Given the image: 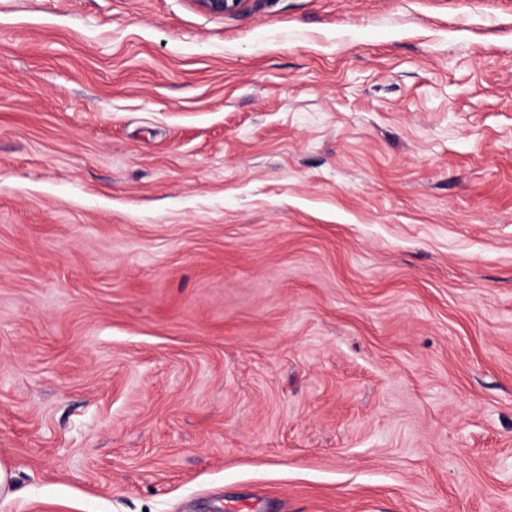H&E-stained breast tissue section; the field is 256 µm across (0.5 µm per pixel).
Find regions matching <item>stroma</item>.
I'll return each instance as SVG.
<instances>
[{
  "instance_id": "stroma-1",
  "label": "stroma",
  "mask_w": 512,
  "mask_h": 512,
  "mask_svg": "<svg viewBox=\"0 0 512 512\" xmlns=\"http://www.w3.org/2000/svg\"><path fill=\"white\" fill-rule=\"evenodd\" d=\"M0 512H512V0H0Z\"/></svg>"
}]
</instances>
